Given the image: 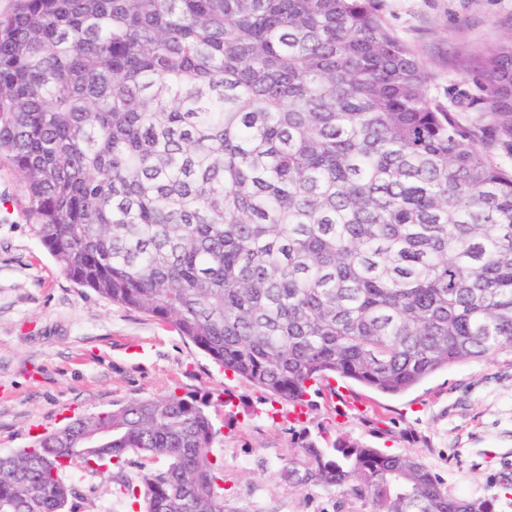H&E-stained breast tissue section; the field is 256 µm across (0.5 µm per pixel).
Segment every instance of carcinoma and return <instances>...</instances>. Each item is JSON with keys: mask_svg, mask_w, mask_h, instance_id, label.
I'll use <instances>...</instances> for the list:
<instances>
[{"mask_svg": "<svg viewBox=\"0 0 512 512\" xmlns=\"http://www.w3.org/2000/svg\"><path fill=\"white\" fill-rule=\"evenodd\" d=\"M479 119L429 90L377 0H20L0 159L61 270L288 402L512 361V33ZM213 396L79 417L0 455V512H65L121 467L143 512H226ZM276 475L373 512H496L408 452L304 437Z\"/></svg>", "mask_w": 512, "mask_h": 512, "instance_id": "obj_1", "label": "carcinoma"}]
</instances>
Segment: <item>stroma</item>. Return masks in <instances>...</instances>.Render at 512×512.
Returning a JSON list of instances; mask_svg holds the SVG:
<instances>
[{
	"mask_svg": "<svg viewBox=\"0 0 512 512\" xmlns=\"http://www.w3.org/2000/svg\"><path fill=\"white\" fill-rule=\"evenodd\" d=\"M387 26L431 74L448 108L477 95L461 59L512 32V0H380ZM169 392L223 396L213 417L224 440L225 503L233 512H371L362 500L275 479L302 436L409 452L454 491L500 500L512 476V363L464 362L388 396L354 382L322 391L301 421L287 403L226 373L169 324L68 278L42 245L10 165L0 162V453L29 447L70 418ZM136 464L97 473L72 464L69 512H139L120 492Z\"/></svg>",
	"mask_w": 512,
	"mask_h": 512,
	"instance_id": "35a3bbf8",
	"label": "stroma"
}]
</instances>
